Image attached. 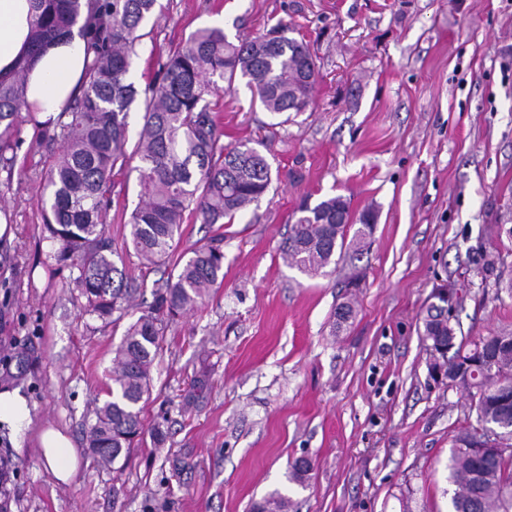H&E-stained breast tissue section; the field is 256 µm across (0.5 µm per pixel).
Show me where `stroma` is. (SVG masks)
<instances>
[{"label": "stroma", "mask_w": 512, "mask_h": 512, "mask_svg": "<svg viewBox=\"0 0 512 512\" xmlns=\"http://www.w3.org/2000/svg\"><path fill=\"white\" fill-rule=\"evenodd\" d=\"M132 72L145 87L172 46L204 27L233 42L286 24L318 69L311 111L273 124L244 81L211 101L224 142L260 141L273 183L224 227V281L170 321L140 403L144 441L102 466L85 422L112 387L126 323L84 313L50 258L41 188L53 149L18 126L0 166V390L21 388L32 424L0 427L13 472L9 512H252L273 491L288 512H448L454 435L474 422L465 393L434 382L418 331L440 286L462 297V335L512 329V0H163ZM109 211L137 202L117 176ZM378 219L328 276L289 267L282 247L301 203L330 196ZM499 250V282L480 274ZM356 314L334 327L336 305ZM53 425L79 460L58 482L37 446ZM312 463L304 485L291 460ZM185 457L191 469L176 470Z\"/></svg>", "instance_id": "obj_1"}]
</instances>
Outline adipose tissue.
Returning <instances> with one entry per match:
<instances>
[{"mask_svg": "<svg viewBox=\"0 0 512 512\" xmlns=\"http://www.w3.org/2000/svg\"><path fill=\"white\" fill-rule=\"evenodd\" d=\"M34 20L33 0H0V77H9L18 60L27 58L26 107L44 121L56 117L79 92L85 51L79 37L65 36L48 42L37 54L28 55ZM37 443L55 477L68 482L77 466L69 437L49 426L40 431Z\"/></svg>", "mask_w": 512, "mask_h": 512, "instance_id": "obj_1", "label": "adipose tissue"}]
</instances>
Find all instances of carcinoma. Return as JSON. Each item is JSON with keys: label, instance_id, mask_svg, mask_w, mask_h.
Listing matches in <instances>:
<instances>
[{"label": "carcinoma", "instance_id": "obj_1", "mask_svg": "<svg viewBox=\"0 0 512 512\" xmlns=\"http://www.w3.org/2000/svg\"><path fill=\"white\" fill-rule=\"evenodd\" d=\"M36 2L33 50L76 26L94 53L80 96L56 119L35 122L40 141L61 144L42 186L44 229L55 246L50 258L69 270V285L85 299L86 313L117 323L130 314L143 288L126 272L123 253L133 252L147 266L164 264L186 221L233 224L272 185L271 165L251 141L233 146L222 141L224 130L209 100L218 82L231 87L245 81L281 125L309 109L318 70L308 44L287 36L285 24L237 45L224 29L209 27L170 49L141 91L131 70L143 24L164 9L160 0ZM25 82L24 63L14 77L0 79V163L17 147L13 136L25 107ZM135 105L143 111V124L129 153L127 118ZM134 157L138 202L124 221L128 234L118 249L107 230L112 177ZM297 213L283 258L309 276L327 275L336 252L357 247L376 219L371 210L353 217L341 196L304 203ZM223 243L218 232L192 249L185 262H176L156 293L155 307L129 325L115 349L112 391L85 431L87 448L102 463L115 465L143 440L139 403L149 393L165 326L221 286ZM421 322L431 368L444 371L448 386L463 390L476 424L503 449L473 453L477 429L470 425L457 432L448 461L450 512H512V331L459 342L439 305L430 306ZM311 469L308 459L297 457L289 463V480L302 485ZM288 502V495L275 491L253 512H288Z\"/></svg>", "mask_w": 512, "mask_h": 512}]
</instances>
